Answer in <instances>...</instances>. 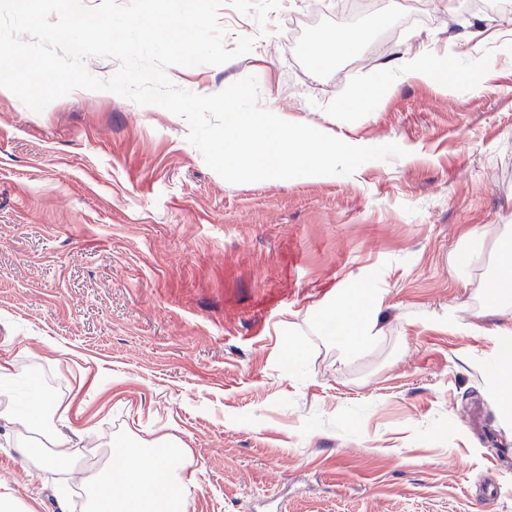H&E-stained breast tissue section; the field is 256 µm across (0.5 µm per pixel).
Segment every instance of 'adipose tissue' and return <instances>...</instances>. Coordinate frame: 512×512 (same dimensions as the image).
Wrapping results in <instances>:
<instances>
[{
  "instance_id": "adipose-tissue-1",
  "label": "adipose tissue",
  "mask_w": 512,
  "mask_h": 512,
  "mask_svg": "<svg viewBox=\"0 0 512 512\" xmlns=\"http://www.w3.org/2000/svg\"><path fill=\"white\" fill-rule=\"evenodd\" d=\"M499 264V274L482 285L488 310L498 313L512 307L511 250H503ZM337 312L345 325L335 342L339 350L361 349L378 335L375 310L359 312L345 302ZM15 379L13 363L0 358V425L14 433L19 453L35 471L56 467L83 487L84 512H189L197 477L188 469V450L182 443L165 436L131 441L110 448L96 473H85L73 460L79 445L93 438V428H71L59 412L60 401L47 393L33 394L27 411L19 412L10 395ZM116 487L121 496H109V489Z\"/></svg>"
}]
</instances>
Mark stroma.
<instances>
[{
	"label": "stroma",
	"instance_id": "1",
	"mask_svg": "<svg viewBox=\"0 0 512 512\" xmlns=\"http://www.w3.org/2000/svg\"><path fill=\"white\" fill-rule=\"evenodd\" d=\"M325 2L281 0L263 27L223 6L226 48L261 50L167 75L199 95L256 76L261 108L404 157L231 184L162 107L77 89L36 113L0 94V357L94 428L84 464L119 437L179 439L189 512H512V411L489 378L512 313L481 301L512 226V50L497 36L512 12L428 0L411 21L409 0H373L352 19ZM297 16L308 45L366 38L313 70L290 54ZM418 46L453 47L449 90L394 67ZM357 86L381 88L372 111L344 107ZM357 289L381 334L342 359L314 324ZM28 470L0 432V482L36 512H81L82 490ZM364 32L359 30H330L327 31L321 38L318 44L310 47L312 49L315 46L316 54L324 56L325 52H332L336 49L338 51H344L350 47L358 44L364 39Z\"/></svg>",
	"mask_w": 512,
	"mask_h": 512
}]
</instances>
